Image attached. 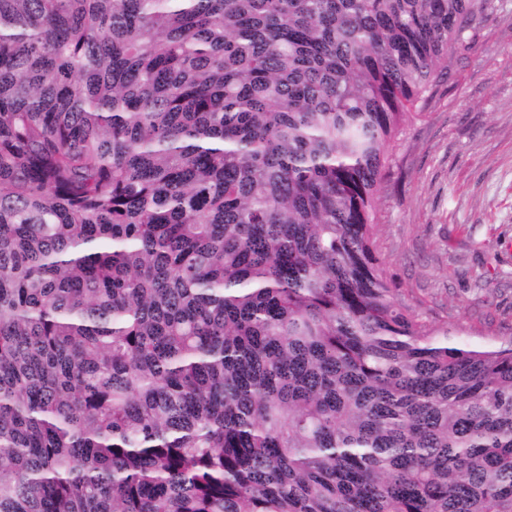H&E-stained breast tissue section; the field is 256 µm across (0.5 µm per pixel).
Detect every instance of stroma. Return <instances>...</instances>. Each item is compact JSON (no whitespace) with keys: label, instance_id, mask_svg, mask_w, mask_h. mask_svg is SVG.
<instances>
[{"label":"stroma","instance_id":"stroma-1","mask_svg":"<svg viewBox=\"0 0 512 512\" xmlns=\"http://www.w3.org/2000/svg\"><path fill=\"white\" fill-rule=\"evenodd\" d=\"M377 256L450 334L512 339V0H492L388 150Z\"/></svg>","mask_w":512,"mask_h":512}]
</instances>
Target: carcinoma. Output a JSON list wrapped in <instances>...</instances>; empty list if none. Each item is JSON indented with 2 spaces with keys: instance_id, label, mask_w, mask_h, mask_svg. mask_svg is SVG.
<instances>
[{
  "instance_id": "1",
  "label": "carcinoma",
  "mask_w": 512,
  "mask_h": 512,
  "mask_svg": "<svg viewBox=\"0 0 512 512\" xmlns=\"http://www.w3.org/2000/svg\"><path fill=\"white\" fill-rule=\"evenodd\" d=\"M491 0H0V512H512V342L375 249Z\"/></svg>"
}]
</instances>
